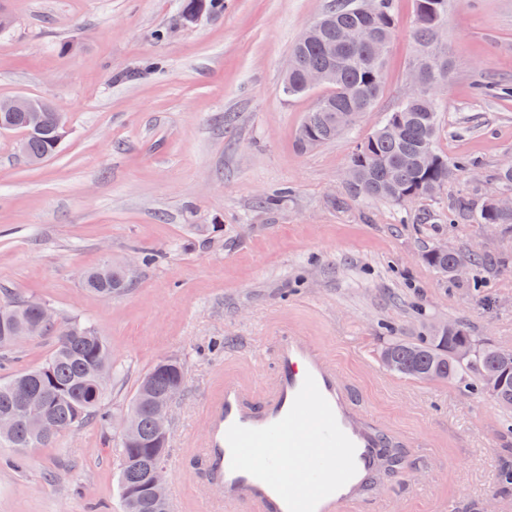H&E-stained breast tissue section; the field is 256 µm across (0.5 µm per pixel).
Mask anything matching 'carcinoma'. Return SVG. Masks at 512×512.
Masks as SVG:
<instances>
[{"instance_id": "1", "label": "carcinoma", "mask_w": 512, "mask_h": 512, "mask_svg": "<svg viewBox=\"0 0 512 512\" xmlns=\"http://www.w3.org/2000/svg\"><path fill=\"white\" fill-rule=\"evenodd\" d=\"M392 0H334L328 12L314 22L291 47L288 75L283 91L288 96L310 93L303 78L311 70L329 72V91L306 112L296 133V145L303 151L331 142L347 131L364 112L370 110L383 85L386 53L365 42H344L348 31L365 28L391 41L394 20ZM416 14L422 15L415 37L427 58V79L440 80L448 73V60L434 47L437 28L448 14V0H415ZM399 116V133L387 126ZM59 131L53 113L46 117L45 131L26 141L31 157H52L58 150ZM438 114L434 103L412 93L388 113L384 123L368 136L353 154L350 166L358 174L354 189L363 197L382 198L406 204L434 195L455 175L474 167L460 159L450 162L437 146ZM476 224H512V211L504 212L489 200L475 215ZM467 256L471 266L481 263V255L463 250L446 255L427 252L428 264L451 276L457 259ZM85 290L112 296L130 287L121 265L104 263L82 275ZM45 303L10 295L0 299V349L15 346L13 337L33 329L39 335L52 333L56 342L41 365L0 378V419L11 418L14 426L0 431L1 448H52L65 432L94 420L108 423L111 416L101 412L105 387L97 378L101 367H112V353L96 328L77 319L42 321ZM471 343L469 359L455 358L458 345ZM393 365V372L424 380L455 381L476 393L485 392V374L491 370L512 372V352L482 346L468 328L456 325L453 332H437L425 342L395 340L381 352ZM185 381L182 359L166 357L156 361L141 378L123 418L134 425L132 436L119 438V484L124 512H170L169 500L149 496L148 472L156 461L158 433L152 407L164 399L171 387ZM46 421L59 431L43 433ZM406 465V452L391 448L386 456L387 473Z\"/></svg>"}]
</instances>
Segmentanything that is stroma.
Listing matches in <instances>:
<instances>
[{"instance_id":"obj_1","label":"stroma","mask_w":512,"mask_h":512,"mask_svg":"<svg viewBox=\"0 0 512 512\" xmlns=\"http://www.w3.org/2000/svg\"><path fill=\"white\" fill-rule=\"evenodd\" d=\"M332 0H224L188 24L182 0H0V98L48 100L68 133L28 164L17 134H0V291L92 323L117 376L102 408L119 414L155 361L186 362L174 404L168 496L192 497L202 469L185 456L202 436V405L225 364L273 366L280 326L319 337L356 407L401 432L409 463L363 512H512L498 474L512 465V427L462 385L406 378L380 361L396 339L459 323L512 350V224L469 214L499 191L512 161V0H448L437 90L439 149L477 165L433 197L396 204L355 193L345 172L359 144L409 90L417 46L414 0H393L382 92L336 141L304 153L295 133L317 99L282 80L292 45ZM278 194L274 205L266 196ZM427 211L435 224L413 218ZM222 225L208 237L198 225ZM487 262L450 279L430 267L438 243ZM148 249L125 293L101 297L83 270ZM54 336L0 354L7 373L41 365ZM116 424L89 423L15 463L0 447V512H123Z\"/></svg>"}]
</instances>
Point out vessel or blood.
Returning a JSON list of instances; mask_svg holds the SVG:
<instances>
[{
	"label": "vessel or blood",
	"instance_id": "1",
	"mask_svg": "<svg viewBox=\"0 0 512 512\" xmlns=\"http://www.w3.org/2000/svg\"><path fill=\"white\" fill-rule=\"evenodd\" d=\"M259 384L225 373L206 398L201 493L226 512H357L404 446L354 406L335 358L312 337L280 331Z\"/></svg>",
	"mask_w": 512,
	"mask_h": 512
}]
</instances>
